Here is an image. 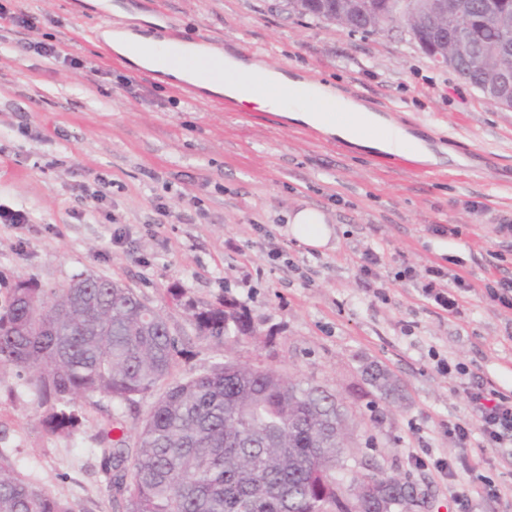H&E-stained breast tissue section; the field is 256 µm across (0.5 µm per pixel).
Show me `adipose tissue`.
Masks as SVG:
<instances>
[{
    "mask_svg": "<svg viewBox=\"0 0 512 512\" xmlns=\"http://www.w3.org/2000/svg\"><path fill=\"white\" fill-rule=\"evenodd\" d=\"M104 39L133 64L191 81L194 71L178 65L172 46L143 32L107 31ZM183 53L200 57L211 72L205 88L260 112H273L321 130L367 151L409 154L424 161L434 154L424 140L323 82H309L269 66L244 61L201 44L186 43ZM288 235L312 250L327 248L334 236L322 212L303 208L288 216Z\"/></svg>",
    "mask_w": 512,
    "mask_h": 512,
    "instance_id": "ef3b65f1",
    "label": "adipose tissue"
}]
</instances>
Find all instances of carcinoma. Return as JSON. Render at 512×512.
I'll return each mask as SVG.
<instances>
[{"label": "carcinoma", "mask_w": 512, "mask_h": 512, "mask_svg": "<svg viewBox=\"0 0 512 512\" xmlns=\"http://www.w3.org/2000/svg\"><path fill=\"white\" fill-rule=\"evenodd\" d=\"M476 14L511 11L512 0H473ZM340 0H287L288 9L333 21ZM355 31L416 27L401 0H362ZM501 40L487 28L482 42L452 53L448 67L486 92L488 75L473 63ZM42 324L32 327L28 299ZM199 334L237 342L251 335L247 310L233 302L188 305ZM180 339L167 319L134 289L95 276H77L50 293L29 280L9 290L0 309V371L16 369L48 407L45 426L70 434L80 425L76 406L97 395L132 403L168 383L130 441L116 418L101 432L107 487L123 512H343L336 498V468L346 452L348 410L327 387L285 376L270 367L227 359L209 371L170 381ZM364 380L384 397L399 395L376 362ZM372 482L388 497L414 496L408 481L383 472L352 476L345 490ZM0 512H70L51 492L30 482L0 455Z\"/></svg>", "instance_id": "1"}]
</instances>
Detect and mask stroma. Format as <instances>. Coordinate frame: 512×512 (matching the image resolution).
I'll return each instance as SVG.
<instances>
[{"instance_id":"35a3bbf8","label":"stroma","mask_w":512,"mask_h":512,"mask_svg":"<svg viewBox=\"0 0 512 512\" xmlns=\"http://www.w3.org/2000/svg\"><path fill=\"white\" fill-rule=\"evenodd\" d=\"M0 3L41 19L34 31L0 29V206L27 216L0 223V303L20 279L43 288L85 273L122 282L179 336L175 379L233 357L326 386L349 411V469L374 463L408 479L428 512H458L462 491L469 512H512V446L482 453L446 432L472 419L464 383L512 393V310L480 292L512 279V233L498 230L512 225V109L435 64L408 29L352 34L283 0ZM105 14L116 29L204 42L331 83L424 139L437 160L368 152L224 97L184 95L178 81L106 52ZM30 42L62 56L41 57ZM100 177L108 186L98 200ZM304 207L323 212L335 249L314 253L284 233L286 215ZM435 224L460 234L433 233ZM367 247L384 256L371 280L358 268ZM407 264L410 280L399 275ZM433 268L471 284L456 312L422 295ZM173 285L198 305L235 301L254 334L232 345L199 335L170 299ZM367 361L392 373L401 399L354 396ZM154 400L94 397L78 404L77 430L55 434L37 390L15 370L0 372V453L73 512H119L98 432L115 416L136 426ZM437 458L452 476L435 471ZM482 475L499 497L484 494Z\"/></svg>"}]
</instances>
